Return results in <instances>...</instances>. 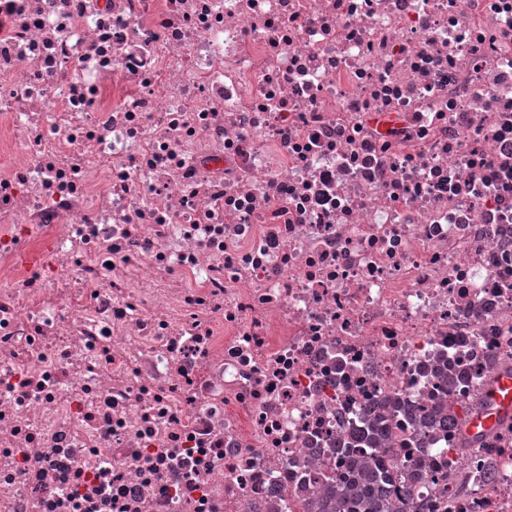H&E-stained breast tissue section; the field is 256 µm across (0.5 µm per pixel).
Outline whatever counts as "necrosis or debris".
<instances>
[{"label": "necrosis or debris", "mask_w": 512, "mask_h": 512, "mask_svg": "<svg viewBox=\"0 0 512 512\" xmlns=\"http://www.w3.org/2000/svg\"><path fill=\"white\" fill-rule=\"evenodd\" d=\"M510 368L512 0H0V512H512ZM479 407H472V403L462 408L458 417V432L460 423ZM512 418V371L500 373L488 383L483 394V404L472 414L464 426V432L469 437L488 434L495 430L502 422ZM388 422L386 411H382L380 414L376 415L369 424L367 435L365 432L363 435H353L354 439L350 442L353 446L351 448L359 447L358 445H362L363 442L366 441H368L372 447H380L389 437L390 425ZM380 458L375 454L357 452L345 472L325 491L304 499V512H423L417 508L408 487L392 491L393 483Z\"/></svg>", "instance_id": "necrosis-or-debris-1"}]
</instances>
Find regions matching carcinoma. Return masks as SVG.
<instances>
[{
	"label": "carcinoma",
	"instance_id": "carcinoma-1",
	"mask_svg": "<svg viewBox=\"0 0 512 512\" xmlns=\"http://www.w3.org/2000/svg\"><path fill=\"white\" fill-rule=\"evenodd\" d=\"M389 432L387 413L383 411L372 419L368 433L354 436L351 445L356 448L367 442L379 447ZM391 481L377 455L359 452L334 484L305 499L304 512H410L414 507L410 489L392 491L388 486Z\"/></svg>",
	"mask_w": 512,
	"mask_h": 512
}]
</instances>
